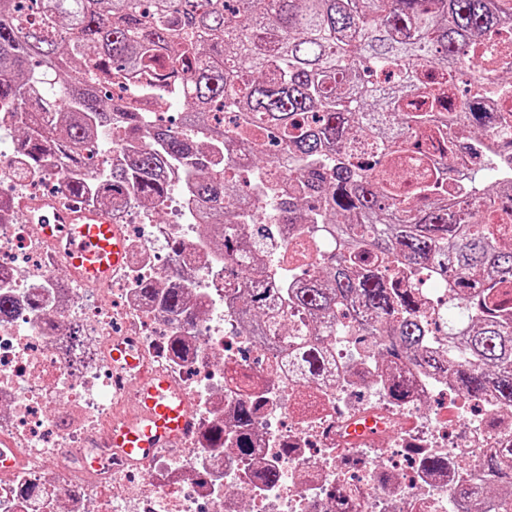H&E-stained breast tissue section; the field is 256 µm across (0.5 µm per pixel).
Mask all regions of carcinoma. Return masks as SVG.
Wrapping results in <instances>:
<instances>
[{
  "mask_svg": "<svg viewBox=\"0 0 512 512\" xmlns=\"http://www.w3.org/2000/svg\"><path fill=\"white\" fill-rule=\"evenodd\" d=\"M0 0V119L11 113L20 143L18 180L50 166L76 200L129 196L159 214L170 193L167 163L188 174L203 244L224 258V298L241 324L270 331L291 318L282 367L302 380L331 364L336 322L358 312L364 351L385 366L389 396L402 402L405 373L443 378L462 395L512 406V199L493 190L461 218L439 180H394L410 140H448L461 120L494 136L507 119L477 110L486 96L512 98V0ZM499 38L491 50L483 40ZM481 52L463 89L444 79ZM179 102L182 126L151 119L122 93ZM127 140L124 162L91 166L100 134ZM375 151L354 167V147ZM250 156L257 207L239 210L244 186L217 161ZM499 211L484 224L481 206ZM335 243L313 258L286 257L303 286L280 272L256 279L272 258L246 226L270 215ZM427 275L448 289V308L428 321L397 275ZM191 285L139 297L182 326L197 319ZM448 337V350L433 342ZM259 404L235 407V445L249 457ZM224 449V425L206 435ZM483 482L450 492L464 512L512 502V447L485 456Z\"/></svg>",
  "mask_w": 512,
  "mask_h": 512,
  "instance_id": "carcinoma-1",
  "label": "carcinoma"
}]
</instances>
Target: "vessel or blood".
<instances>
[{"label":"vessel or blood","mask_w":512,"mask_h":512,"mask_svg":"<svg viewBox=\"0 0 512 512\" xmlns=\"http://www.w3.org/2000/svg\"><path fill=\"white\" fill-rule=\"evenodd\" d=\"M53 209L40 226L48 240L65 236L61 250L65 263L89 284L108 281L127 259L123 230L102 210ZM114 360L141 376L138 415L112 431L113 447L132 459H145L167 444L184 438L192 421L189 404L167 375L148 369L134 353L114 347Z\"/></svg>","instance_id":"1"}]
</instances>
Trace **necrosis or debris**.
Wrapping results in <instances>:
<instances>
[{
  "mask_svg": "<svg viewBox=\"0 0 512 512\" xmlns=\"http://www.w3.org/2000/svg\"><path fill=\"white\" fill-rule=\"evenodd\" d=\"M488 149L452 148L437 169L449 192L483 183L472 177ZM113 223L126 233L127 261L107 286L82 281L45 239L38 221L0 225V285L16 307L0 319V449L12 464L0 474V512H224V489L239 488L236 512H456L448 490L473 478L470 470L424 471L420 455L477 461L512 446V407L488 406L457 394L446 381L421 377L403 402L386 393L376 367L359 362L348 376L353 332L337 330L334 367L326 378L280 388L261 375L280 360L276 339L259 341L224 303V264L201 248L202 228L184 201L176 220L156 223L148 210L117 203ZM191 280L201 314L189 329L188 351L176 357L165 343L177 328L169 316L137 297L140 282L164 287ZM49 292L46 314L29 298ZM68 325L81 342L62 345ZM127 345L150 369L169 376L194 412L189 434L146 460L127 459L112 445L113 427L137 407L139 378L112 359ZM259 395L254 454L206 446L211 425L229 420L237 400ZM446 397L442 414L421 406ZM371 413L382 427L365 443L346 442V424ZM399 448L402 464H375V448ZM283 474L265 483L262 471ZM37 484L33 500L24 492Z\"/></svg>",
  "mask_w": 512,
  "mask_h": 512,
  "instance_id": "necrosis-or-debris-1",
  "label": "necrosis or debris"
}]
</instances>
